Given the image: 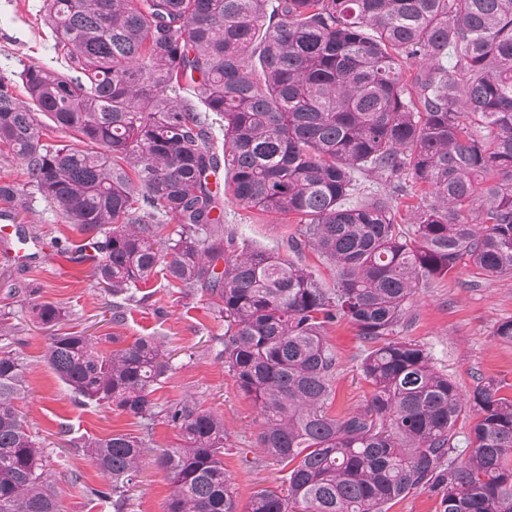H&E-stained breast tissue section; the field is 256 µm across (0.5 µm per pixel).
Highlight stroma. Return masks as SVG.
Wrapping results in <instances>:
<instances>
[{
    "instance_id": "1",
    "label": "stroma",
    "mask_w": 512,
    "mask_h": 512,
    "mask_svg": "<svg viewBox=\"0 0 512 512\" xmlns=\"http://www.w3.org/2000/svg\"><path fill=\"white\" fill-rule=\"evenodd\" d=\"M42 2L0 0L1 77L28 65L51 63L52 41L40 34ZM360 183L364 192L392 196L398 223H412L418 199L409 191L408 176L389 183L369 174L361 176ZM12 220L35 246L22 260L0 256V330L6 331L26 365V387L18 405L28 431L41 441L60 476L62 512H115L111 500L92 496V489H106L107 482L84 451L86 441L115 431L142 437L149 448L125 512H164L169 485L153 451L175 442L177 431L162 418L146 430L133 416L80 403L44 359L50 332L32 312L41 304L63 310L61 331L92 336L104 351L112 350L116 337L125 344L144 336L163 340L171 352L172 370L155 396L166 406L194 400L223 418L230 448L224 467L236 484L239 508H246L259 489L282 488L279 466L267 462L258 448V411L224 366V321L209 306L207 295L182 294L157 275L141 287L142 301L117 302L95 286L93 263L79 250L83 235L43 200H34L25 209L13 206ZM296 227L294 218L248 210L231 199L224 202V228L237 243L286 257ZM508 320L512 276L491 277L462 264L419 290L392 337L424 348L462 394L491 379L501 383L503 395L511 396L512 343L496 335L498 326ZM326 339L337 359L331 411L356 410L372 391L360 369L367 344L345 319L327 327Z\"/></svg>"
}]
</instances>
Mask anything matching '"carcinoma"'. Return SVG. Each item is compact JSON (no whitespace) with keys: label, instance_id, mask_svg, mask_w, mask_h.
Returning a JSON list of instances; mask_svg holds the SVG:
<instances>
[{"label":"carcinoma","instance_id":"obj_1","mask_svg":"<svg viewBox=\"0 0 512 512\" xmlns=\"http://www.w3.org/2000/svg\"><path fill=\"white\" fill-rule=\"evenodd\" d=\"M41 20L53 64L16 73L24 101L0 79V147L26 176L0 183V200L35 193L77 226L115 297L160 273L212 299L224 367L262 419L258 448L286 470L287 491H256L247 512H388L415 490L440 494L443 512H512V396L487 381L465 399L424 349L386 340L461 263L512 275V0H44ZM39 112L81 146L43 142ZM221 169L238 205L298 216L288 248L319 252L332 286L236 249L208 182ZM358 173L428 188L415 222L396 223L387 196L356 199ZM34 311L50 327L65 317ZM342 318L370 344L373 393L333 415L325 331ZM45 358L83 403L179 430L155 458L166 512H238L224 419L154 398L171 370L162 342L102 352L67 333ZM24 382L23 359L0 347V512H61L17 406ZM145 448L122 432L88 442L108 480L88 492L123 512Z\"/></svg>","mask_w":512,"mask_h":512}]
</instances>
